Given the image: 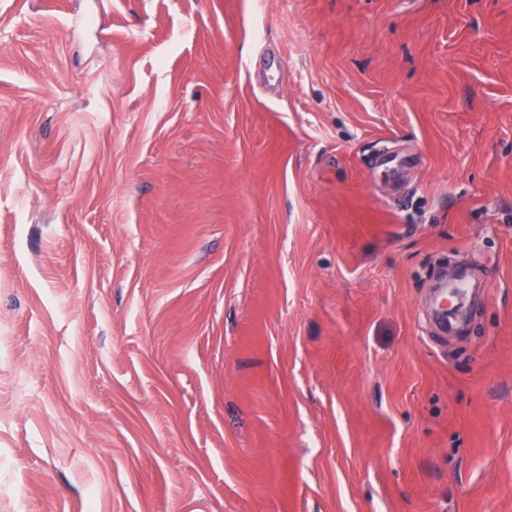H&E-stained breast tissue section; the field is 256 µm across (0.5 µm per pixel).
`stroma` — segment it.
Wrapping results in <instances>:
<instances>
[{
    "label": "stroma",
    "instance_id": "1",
    "mask_svg": "<svg viewBox=\"0 0 512 512\" xmlns=\"http://www.w3.org/2000/svg\"><path fill=\"white\" fill-rule=\"evenodd\" d=\"M0 512H512V0H0Z\"/></svg>",
    "mask_w": 512,
    "mask_h": 512
}]
</instances>
